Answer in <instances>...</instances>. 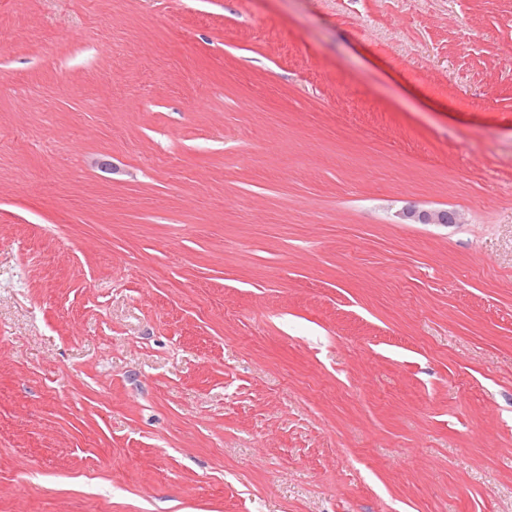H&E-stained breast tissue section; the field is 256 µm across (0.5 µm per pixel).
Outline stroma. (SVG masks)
I'll return each mask as SVG.
<instances>
[{"mask_svg":"<svg viewBox=\"0 0 512 512\" xmlns=\"http://www.w3.org/2000/svg\"><path fill=\"white\" fill-rule=\"evenodd\" d=\"M0 512H512V0H0ZM397 217L406 224H454L461 219L454 210L420 209L414 205L403 208Z\"/></svg>","mask_w":512,"mask_h":512,"instance_id":"1","label":"stroma"}]
</instances>
